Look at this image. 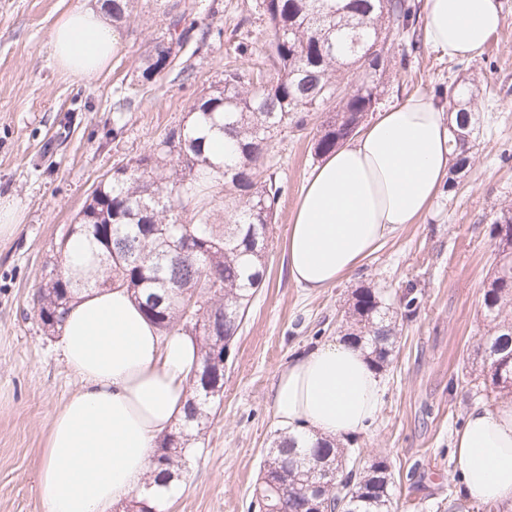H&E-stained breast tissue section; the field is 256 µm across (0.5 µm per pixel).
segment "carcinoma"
<instances>
[{
	"label": "carcinoma",
	"mask_w": 512,
	"mask_h": 512,
	"mask_svg": "<svg viewBox=\"0 0 512 512\" xmlns=\"http://www.w3.org/2000/svg\"><path fill=\"white\" fill-rule=\"evenodd\" d=\"M271 35L281 39L267 56L268 77H252L237 67L224 69L219 84L193 104L186 124L168 131L150 151L112 166V177L97 183L79 214L72 235L56 243L62 278L34 294L38 316L49 331L61 328L78 295L118 283L130 290L146 316L166 335L194 336L200 358L224 340L229 347L263 287L269 241L277 219L282 186L270 172L269 151L282 129L305 125L311 112H323L333 98L341 66L362 68L354 93L343 98L324 119L314 139V153H331L359 127L378 101L377 73L384 69L385 46L378 31L397 37L419 24L420 3L413 0H261ZM186 6L170 17L166 32L146 56L143 84L171 71L172 53L195 41L206 45L211 28H201ZM473 89L449 85V111L457 113L451 128L456 161L448 184L455 187L473 161L471 134L475 117L469 107ZM233 139L224 161L206 151L213 133ZM224 199V223H216L217 201ZM167 225V238L153 235L152 223ZM82 239L85 252L68 255L71 237ZM496 251L483 295L487 316L495 325L481 338L480 373L468 376L469 393L485 400L512 394V203L500 207L490 224ZM196 296L197 320L186 317V299ZM397 317L390 304L369 288L353 292L341 321L344 336L363 348L378 371L391 363ZM202 377L190 378L184 416L161 440L157 463L172 477L185 468L190 442L205 435L215 400L199 390ZM263 461L265 478L276 483L272 503L292 510L320 478L321 466L336 470L334 485L324 490L330 512H395L391 497L393 471L384 459L355 467L340 442L318 439L298 444L281 435ZM470 512L462 494L448 489L437 510Z\"/></svg>",
	"instance_id": "cac0c4a2"
}]
</instances>
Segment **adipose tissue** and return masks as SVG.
<instances>
[{
    "mask_svg": "<svg viewBox=\"0 0 512 512\" xmlns=\"http://www.w3.org/2000/svg\"><path fill=\"white\" fill-rule=\"evenodd\" d=\"M504 23L499 0H425L428 46L451 60L480 56ZM53 56L78 77L101 72L116 33L107 7L77 8L50 34ZM447 101L416 94L366 124L307 178L286 245L288 274L318 293L353 274L420 218L454 163ZM56 349L79 380L51 417L38 486L44 512H109L142 489L163 433L182 417L197 359L193 336H160L123 286L82 295ZM380 372L345 338L293 358L273 391L289 434L341 438L368 427ZM456 473L478 502L512 503V401L472 407L455 437Z\"/></svg>",
    "mask_w": 512,
    "mask_h": 512,
    "instance_id": "adipose-tissue-1",
    "label": "adipose tissue"
}]
</instances>
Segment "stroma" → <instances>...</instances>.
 Returning <instances> with one entry per match:
<instances>
[{"mask_svg": "<svg viewBox=\"0 0 512 512\" xmlns=\"http://www.w3.org/2000/svg\"><path fill=\"white\" fill-rule=\"evenodd\" d=\"M185 2L130 0L128 17L116 27L120 54L102 72L78 78L57 65L49 39L55 23L87 0H0V199H13L23 214L13 234L0 237V512H44L37 473L50 417L77 387L33 304L54 261V242L115 160L149 152L183 125L225 67L263 62L270 28L261 0H219L213 15L209 0H196L197 17L222 37L199 50L186 47L180 63L190 80L170 72L153 86L138 84L145 55ZM501 3L503 26L478 58L451 61L426 45L411 50L406 39L389 47L377 110L457 80L473 82L476 161L362 268L316 294L289 278L285 245L319 161L313 135L321 113L273 141L270 163L285 193L266 282L230 347L220 408L168 512H248L263 452L280 432L272 406L279 372L294 356L336 338L347 300L364 287L408 292L415 302L382 373L379 415L358 435L362 459L390 462L400 512H435L447 496L457 480L453 440L471 406L464 376L479 371L476 348L491 327L483 311L494 261L490 219L501 202L512 201V0ZM241 43L251 56L238 54ZM126 96L134 103L119 111Z\"/></svg>", "mask_w": 512, "mask_h": 512, "instance_id": "obj_1", "label": "stroma"}]
</instances>
